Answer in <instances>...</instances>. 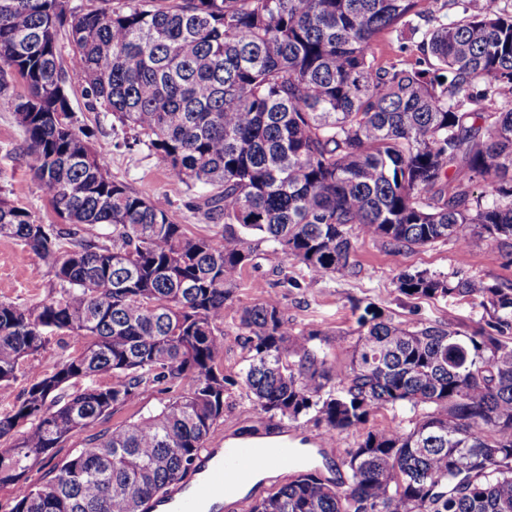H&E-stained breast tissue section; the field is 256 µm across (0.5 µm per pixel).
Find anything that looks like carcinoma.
<instances>
[{
	"instance_id": "obj_1",
	"label": "carcinoma",
	"mask_w": 512,
	"mask_h": 512,
	"mask_svg": "<svg viewBox=\"0 0 512 512\" xmlns=\"http://www.w3.org/2000/svg\"><path fill=\"white\" fill-rule=\"evenodd\" d=\"M0 0V99L61 224L0 197V237L53 271L59 296L0 302V412L8 512H140L194 465L224 417V314L252 244L346 277L359 239L396 250L486 234L512 240V11L462 5L450 24L427 0ZM418 39L423 59L382 61L378 43ZM72 46L64 62L60 39ZM92 109L148 139L219 237L191 236L168 205L107 172L75 126L68 73ZM96 227L105 232L94 234ZM407 297L478 299L470 332L396 323L368 305L342 368L290 326L274 297L236 308L242 385L264 413L315 412L324 436L361 433L346 478L307 470L250 512H512V287L401 272ZM85 340L43 370L50 335ZM183 392L93 436L40 483L28 473L107 420L146 383ZM411 426L370 429L380 409Z\"/></svg>"
}]
</instances>
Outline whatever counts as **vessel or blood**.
I'll use <instances>...</instances> for the list:
<instances>
[{
	"label": "vessel or blood",
	"instance_id": "vessel-or-blood-1",
	"mask_svg": "<svg viewBox=\"0 0 512 512\" xmlns=\"http://www.w3.org/2000/svg\"><path fill=\"white\" fill-rule=\"evenodd\" d=\"M201 454L206 476L173 489L171 499L176 512H200L202 503L248 481L256 470L272 466L290 470L299 464L294 449L272 450L264 443L251 440L226 445L220 456L209 448L202 449Z\"/></svg>",
	"mask_w": 512,
	"mask_h": 512
}]
</instances>
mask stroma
I'll return each instance as SVG.
<instances>
[{
  "instance_id": "obj_1",
  "label": "stroma",
  "mask_w": 512,
  "mask_h": 512,
  "mask_svg": "<svg viewBox=\"0 0 512 512\" xmlns=\"http://www.w3.org/2000/svg\"><path fill=\"white\" fill-rule=\"evenodd\" d=\"M84 83L71 76L69 98L77 127L93 132L94 142L103 144V162L112 177L131 191L148 198H161L169 207L173 222L186 225L196 235L217 236L222 226L211 222L195 202L201 188H190L172 176L143 144H134L133 132L112 116L89 109ZM24 132L8 101L0 102V195L28 209L37 223L55 224L59 218L47 196L34 180L30 159L23 152ZM354 274L347 277L321 275L295 261L280 264L262 257L257 267L245 269L236 281L233 301L238 305L262 302L267 296L278 299L290 325L318 330V345L336 366L348 363L359 336L357 318L362 307L382 308L395 321L405 324L452 323L469 330L485 323L488 315L479 301L457 297L415 299L401 294L395 283L403 271L475 276L490 284H512V249L488 236L474 238L467 252H460L454 241H439L412 250H395L382 239L359 241L353 256ZM59 288L53 274L20 241L0 237V301L30 305L55 296ZM181 391L180 385L146 384L138 396L120 408L108 422L77 433L52 459L36 464L31 479H39L61 463L72 449L83 447L94 432L106 426L128 423L159 409L163 402ZM322 427L313 415L291 422L278 415L261 412L242 385L228 386L224 393V417L211 429L206 447L220 448L230 439L249 436H287L289 443H302L323 449L326 462L323 476L336 477L347 449L355 447L357 433L336 436L334 444L321 445Z\"/></svg>"
}]
</instances>
